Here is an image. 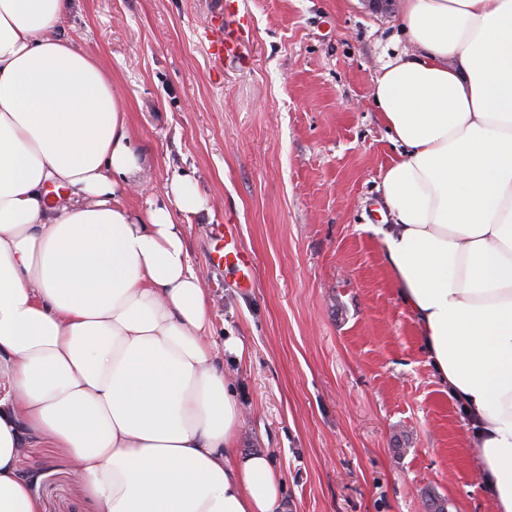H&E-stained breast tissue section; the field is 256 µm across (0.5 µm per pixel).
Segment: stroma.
<instances>
[{
	"label": "stroma",
	"mask_w": 512,
	"mask_h": 512,
	"mask_svg": "<svg viewBox=\"0 0 512 512\" xmlns=\"http://www.w3.org/2000/svg\"><path fill=\"white\" fill-rule=\"evenodd\" d=\"M76 0L60 36L100 57L126 103L143 189L191 175L213 211L187 227L227 372L242 452L265 451L280 512H494L458 407L435 384L375 233L397 150L369 89L406 48L399 0ZM247 24L237 55L206 32ZM233 225L253 274L212 268ZM44 512H96L40 435L19 462Z\"/></svg>",
	"instance_id": "35a3bbf8"
}]
</instances>
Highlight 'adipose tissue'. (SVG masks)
Masks as SVG:
<instances>
[{
  "mask_svg": "<svg viewBox=\"0 0 512 512\" xmlns=\"http://www.w3.org/2000/svg\"><path fill=\"white\" fill-rule=\"evenodd\" d=\"M73 0H0V512H42L24 430L68 458L96 512H277L264 452L212 337L178 215L192 177L126 206L142 167L110 71L62 39ZM410 51L370 97L399 152L377 226L440 390L468 421L481 485L512 512V0H401ZM64 189L52 198L50 188Z\"/></svg>",
  "mask_w": 512,
  "mask_h": 512,
  "instance_id": "adipose-tissue-1",
  "label": "adipose tissue"
}]
</instances>
